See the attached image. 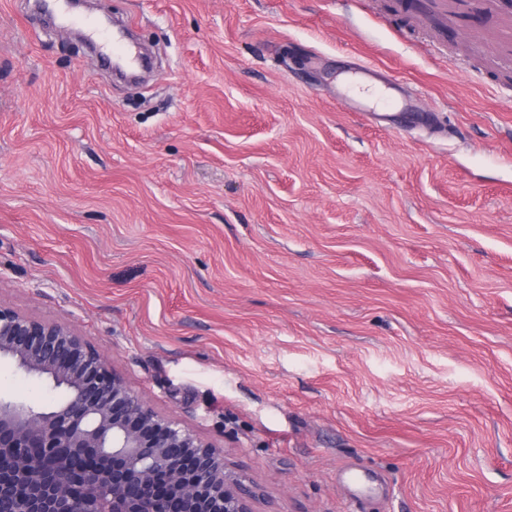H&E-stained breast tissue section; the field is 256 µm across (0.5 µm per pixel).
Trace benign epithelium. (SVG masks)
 Masks as SVG:
<instances>
[{"label": "benign epithelium", "mask_w": 512, "mask_h": 512, "mask_svg": "<svg viewBox=\"0 0 512 512\" xmlns=\"http://www.w3.org/2000/svg\"><path fill=\"white\" fill-rule=\"evenodd\" d=\"M65 398H0V512H255L224 451L157 412L74 329L0 305V358Z\"/></svg>", "instance_id": "1"}]
</instances>
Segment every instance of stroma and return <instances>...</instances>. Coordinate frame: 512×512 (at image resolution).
Listing matches in <instances>:
<instances>
[{"mask_svg": "<svg viewBox=\"0 0 512 512\" xmlns=\"http://www.w3.org/2000/svg\"><path fill=\"white\" fill-rule=\"evenodd\" d=\"M0 0V304L224 449L258 512H512V69L393 0ZM428 123L337 100L352 64ZM0 397L47 403L0 361Z\"/></svg>", "mask_w": 512, "mask_h": 512, "instance_id": "obj_1", "label": "stroma"}]
</instances>
